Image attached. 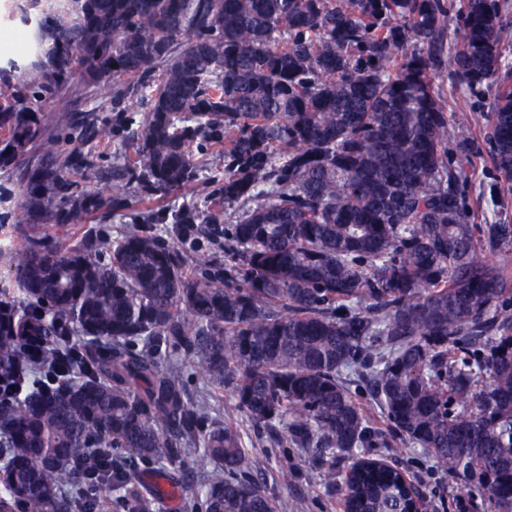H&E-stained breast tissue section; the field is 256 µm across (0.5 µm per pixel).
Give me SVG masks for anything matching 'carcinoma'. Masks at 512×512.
Wrapping results in <instances>:
<instances>
[{
    "mask_svg": "<svg viewBox=\"0 0 512 512\" xmlns=\"http://www.w3.org/2000/svg\"><path fill=\"white\" fill-rule=\"evenodd\" d=\"M19 17L36 37L0 67V209L28 226L22 248L0 239V512H163L199 453L196 512H288L176 355L232 390L223 414L305 449L344 512L414 507L401 469L355 455L396 439L460 480L457 512H512V277L491 259L512 224L470 223L472 123L437 84L491 96L511 184L512 0H20ZM75 82L112 88L100 107L134 152L112 182L134 192L72 189L94 155L43 136L31 100ZM215 145L219 199L154 209L206 183ZM135 209L172 228L43 231ZM194 232L224 235V257L180 251ZM349 390L353 398L360 403L372 415L375 425L378 428L387 429V420L380 408L372 399L368 388L360 383H351Z\"/></svg>",
    "mask_w": 512,
    "mask_h": 512,
    "instance_id": "obj_1",
    "label": "carcinoma"
}]
</instances>
